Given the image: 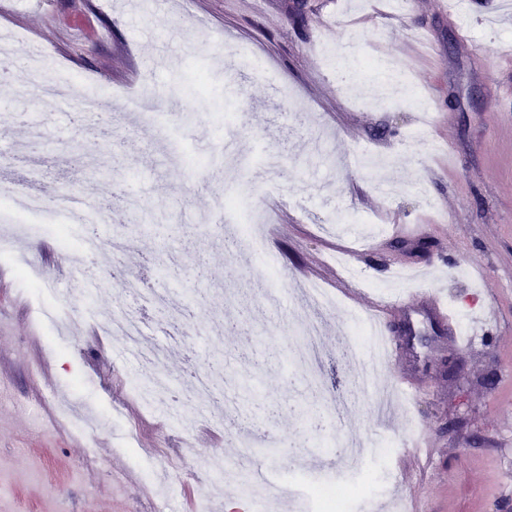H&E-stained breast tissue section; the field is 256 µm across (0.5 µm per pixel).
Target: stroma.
<instances>
[{"label":"stroma","mask_w":512,"mask_h":512,"mask_svg":"<svg viewBox=\"0 0 512 512\" xmlns=\"http://www.w3.org/2000/svg\"><path fill=\"white\" fill-rule=\"evenodd\" d=\"M0 0L11 54L76 99L105 90L110 131L96 114L75 121L0 80V172L47 205L74 194L105 212L97 245L65 248L56 231L28 237L0 222V248L41 267L50 296L0 264V512H154V469L169 468V512H305L264 493L253 501L233 476L203 465L262 460L271 480L351 486L380 480L385 512H512V15L503 0ZM355 58H386L414 103L360 101L370 74L342 83L344 40ZM239 97L229 130L210 119L228 92ZM168 115L148 125L137 108ZM232 151L219 155V145ZM237 192L266 194L259 223H223L219 204ZM344 206L361 223L325 234ZM185 227L173 237L170 225ZM178 255L185 277L158 262ZM77 264L70 274L69 264ZM442 264L438 279L396 281L397 267ZM317 280L331 309L302 300ZM183 298L175 320L141 292ZM440 290L453 323L426 298ZM402 294L385 330L398 347L381 383L409 381L380 415L353 382L367 354L352 342L377 299ZM53 304L68 333L36 327L31 309ZM138 311L163 344L173 384L224 369L219 414L196 420L146 410L128 390V367L107 333ZM318 327L323 396L303 373L296 332ZM471 338L457 349L454 331ZM426 337L418 345L410 335ZM334 420L329 432L312 416ZM308 446L285 460L284 442ZM396 445L383 452L381 439ZM422 437L426 476L397 478V456ZM335 459L334 468L322 465Z\"/></svg>","instance_id":"obj_1"}]
</instances>
